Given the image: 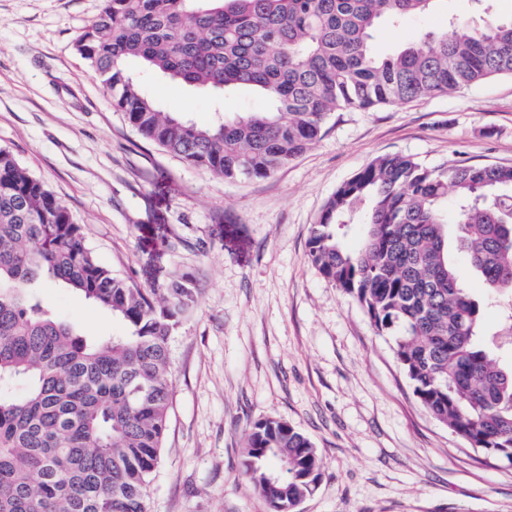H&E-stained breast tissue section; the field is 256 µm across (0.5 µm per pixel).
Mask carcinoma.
<instances>
[{
  "mask_svg": "<svg viewBox=\"0 0 512 512\" xmlns=\"http://www.w3.org/2000/svg\"><path fill=\"white\" fill-rule=\"evenodd\" d=\"M440 2L101 0L77 49L145 140L228 181L263 179L319 141L334 112L512 76V18L451 21L390 55L374 52L381 25ZM145 73L209 95L218 119L199 126L163 111ZM243 88L266 108L224 113L226 96ZM453 246L487 287L512 291V166L379 157L327 201L306 259L391 337L434 419L473 451L512 462V368L494 356L512 347V304L485 339ZM49 285L125 332L83 334L41 301ZM198 300L186 274L159 288L114 274L56 195L0 148V512H148L168 429L169 343ZM241 466L269 512H297L323 463L305 434L268 418L253 425ZM285 466L288 479H277Z\"/></svg>",
  "mask_w": 512,
  "mask_h": 512,
  "instance_id": "1",
  "label": "carcinoma"
}]
</instances>
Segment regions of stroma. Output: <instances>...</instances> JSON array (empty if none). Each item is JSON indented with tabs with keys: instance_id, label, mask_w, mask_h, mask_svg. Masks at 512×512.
<instances>
[{
	"instance_id": "obj_1",
	"label": "stroma",
	"mask_w": 512,
	"mask_h": 512,
	"mask_svg": "<svg viewBox=\"0 0 512 512\" xmlns=\"http://www.w3.org/2000/svg\"><path fill=\"white\" fill-rule=\"evenodd\" d=\"M381 27L391 53L483 24L475 0ZM100 0H0V148L45 181L97 258L142 288L189 274L200 301L170 342L169 430L149 512H267L242 474L252 425L282 419L315 444L323 474L298 512H512V463L467 448L430 417L387 337L305 256L344 181L403 153L440 167L512 166V77L369 112L331 115L324 136L264 179L224 181L143 140L76 49ZM161 108L201 126L210 100L148 80ZM42 298L90 336L121 325L64 288Z\"/></svg>"
}]
</instances>
